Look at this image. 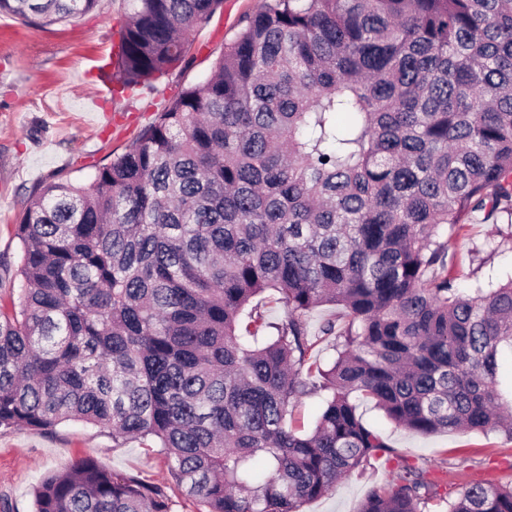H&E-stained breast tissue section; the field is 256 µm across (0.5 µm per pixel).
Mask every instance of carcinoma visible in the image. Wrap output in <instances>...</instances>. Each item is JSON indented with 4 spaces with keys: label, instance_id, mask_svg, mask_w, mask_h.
<instances>
[{
    "label": "carcinoma",
    "instance_id": "obj_1",
    "mask_svg": "<svg viewBox=\"0 0 512 512\" xmlns=\"http://www.w3.org/2000/svg\"><path fill=\"white\" fill-rule=\"evenodd\" d=\"M223 0H122L114 79L155 90ZM98 0H0L33 28ZM512 217V0H266L89 187L29 195L17 297L0 302V430L80 420L152 440L207 512H302L370 458L360 512H512V485L442 496L357 413L421 435L503 430L512 279L467 294L448 225ZM287 309L262 311L265 294ZM337 358L313 360L305 317ZM317 378L310 379V374ZM331 393L315 428L295 402ZM35 512H173L94 459L44 477ZM341 309L335 306L327 305L314 310L306 319V325L309 336L315 340L320 336V328L327 320L335 319L340 316Z\"/></svg>",
    "mask_w": 512,
    "mask_h": 512
}]
</instances>
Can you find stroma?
<instances>
[{
    "label": "stroma",
    "instance_id": "obj_1",
    "mask_svg": "<svg viewBox=\"0 0 512 512\" xmlns=\"http://www.w3.org/2000/svg\"><path fill=\"white\" fill-rule=\"evenodd\" d=\"M264 3L224 0L221 11L190 34L185 63L160 79L156 92L141 95L117 93L103 77L118 50L121 0H99L90 13L42 28L0 14V298L9 299L19 285L16 227L30 193L60 171L89 186L97 168L128 149L183 88L209 77L242 19ZM508 222L503 215L496 223L459 232L440 229L460 288L512 276V241L501 236ZM358 411L391 448L427 469L439 494L472 481L512 483V438L505 433L423 436L395 427L372 403L360 402ZM84 457L117 475L165 486L175 512H205L177 485L157 449L138 440L115 444L111 432L72 420L50 431H0V502H7L10 512H33L37 483ZM393 468L386 457L372 458L330 494L306 503L304 512H359L370 490L389 484Z\"/></svg>",
    "mask_w": 512,
    "mask_h": 512
}]
</instances>
